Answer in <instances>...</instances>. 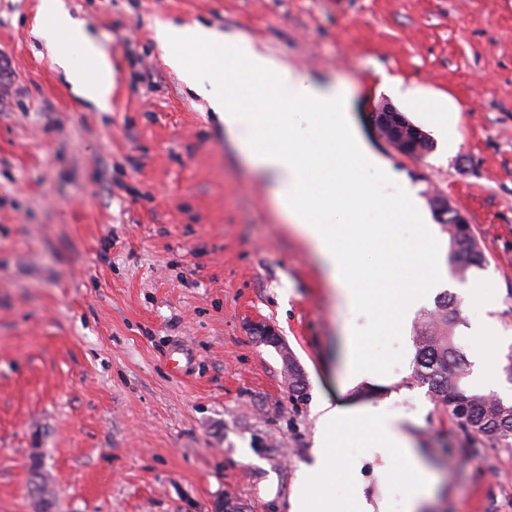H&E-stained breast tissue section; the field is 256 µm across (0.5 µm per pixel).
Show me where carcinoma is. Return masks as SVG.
<instances>
[{"instance_id":"1","label":"carcinoma","mask_w":512,"mask_h":512,"mask_svg":"<svg viewBox=\"0 0 512 512\" xmlns=\"http://www.w3.org/2000/svg\"><path fill=\"white\" fill-rule=\"evenodd\" d=\"M444 226L457 273L463 275L482 265L484 255L470 225L446 221ZM461 321L456 301L446 296L423 317L414 336V377L429 383L432 394L448 410V418L457 430L467 434L471 443L512 439V401L493 394L470 393L463 387L468 365L455 344V329ZM33 485L38 512H56L52 490L37 480Z\"/></svg>"}]
</instances>
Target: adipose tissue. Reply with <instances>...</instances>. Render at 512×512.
<instances>
[{
    "label": "adipose tissue",
    "mask_w": 512,
    "mask_h": 512,
    "mask_svg": "<svg viewBox=\"0 0 512 512\" xmlns=\"http://www.w3.org/2000/svg\"><path fill=\"white\" fill-rule=\"evenodd\" d=\"M36 31L54 48L71 93L98 111H111L112 58L97 37L70 17L63 0H40ZM154 39L166 63L188 86H195L200 65H223L224 76L205 94L209 111L241 145L252 167L271 180L283 213L326 267L342 302L372 310L385 330H401L410 311L444 276L445 244L412 188L386 194L362 180V172L371 170L379 182L387 181L389 168L355 134L337 89L314 85L308 76L247 38L227 37L200 23L157 22ZM72 46L81 49L89 68L72 65L68 54ZM302 108L311 110L313 118L304 131L297 132L285 125L283 117ZM340 202L352 217L361 204H371L379 220L358 224L354 239H342L336 231ZM409 219L418 224L420 235L414 243H399L392 227ZM364 247L380 253L383 267L359 271L356 253ZM409 260L424 276L407 290L391 270ZM343 346L342 391L364 381L381 382L385 363L372 354L367 338L348 328ZM314 413L313 459L297 474L291 512H374L356 477L357 462H337L336 450L345 435L378 449L383 460L381 479H388L395 467L407 470L412 481L401 512H421L432 495L435 477L412 432L417 418L327 397L319 400ZM340 468L351 476L342 497L328 489Z\"/></svg>",
    "instance_id": "ef3b65f1"
}]
</instances>
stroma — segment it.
Here are the masks:
<instances>
[{"label": "stroma", "mask_w": 512, "mask_h": 512, "mask_svg": "<svg viewBox=\"0 0 512 512\" xmlns=\"http://www.w3.org/2000/svg\"><path fill=\"white\" fill-rule=\"evenodd\" d=\"M112 56V109L66 91L34 30L40 0H0V512H34L33 468L58 512H290L309 460L319 395L337 391L345 326L388 365L360 400L421 416L414 434L437 479L423 512H512V445L462 448L445 407L413 377L416 323L444 295L463 319L469 365L497 374L512 400V0H65ZM241 34L343 92L360 137L396 183L468 220L486 261L436 282L402 332L344 306L198 88L168 66L155 21ZM418 89L419 102L400 95ZM390 102L430 134L422 158L371 127ZM457 107V142L435 127ZM483 282L504 345L470 333L481 311L462 290ZM273 325L283 348L252 326ZM181 344L194 364L167 363ZM292 356L306 386L288 385ZM361 462L371 502L400 512L408 479Z\"/></svg>", "instance_id": "obj_1"}]
</instances>
